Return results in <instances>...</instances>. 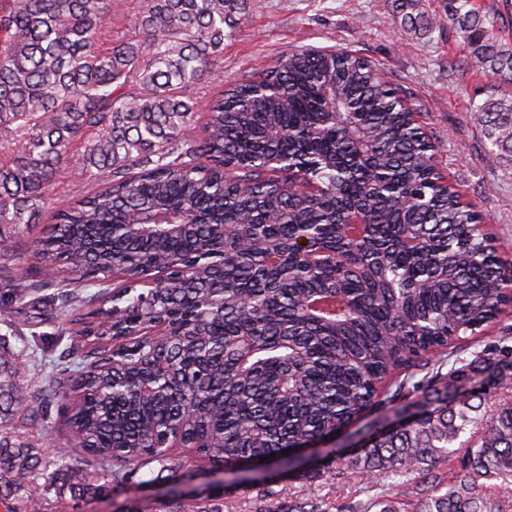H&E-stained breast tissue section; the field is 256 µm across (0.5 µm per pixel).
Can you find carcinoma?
I'll return each instance as SVG.
<instances>
[{"mask_svg": "<svg viewBox=\"0 0 512 512\" xmlns=\"http://www.w3.org/2000/svg\"><path fill=\"white\" fill-rule=\"evenodd\" d=\"M245 4L140 0L134 35L115 43L104 29L118 0H0V245L40 223L61 169L88 185L32 245L66 275L0 287L1 322L61 323L78 356L52 364L32 406L0 381L1 415L23 404L41 425L55 405L72 440L50 457L0 434V503L32 484L31 512L52 492L59 512H74L142 472L177 481L195 463H261L300 481L288 512H330L310 486L324 472L338 489L382 490L336 512H512V325L501 324L512 261L494 236L472 233L480 211L460 187L436 183L428 136L368 59L291 51L206 101L202 134H189L198 112L185 88L211 76ZM447 11L467 65L511 82L495 18L477 0H448ZM476 112L492 145L512 153V100L490 97ZM290 164L321 189L288 188ZM352 210L368 228L344 223ZM134 217L193 231L132 237L122 225ZM241 232L252 249L236 244ZM268 241L280 244L277 262ZM202 246L224 256V309L185 312L170 288L157 306L175 324L166 343L141 335L114 353L94 342L92 306L112 291L90 288L112 263L134 276L119 291L134 314L135 276ZM492 324L498 339L466 352ZM188 332L205 341L183 342ZM143 353L176 374L147 394L134 381L112 386ZM371 409L412 419L321 468L290 454ZM276 486L247 485L255 512H273ZM174 512L224 503L202 491Z\"/></svg>", "mask_w": 512, "mask_h": 512, "instance_id": "cac0c4a2", "label": "carcinoma"}]
</instances>
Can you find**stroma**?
Returning a JSON list of instances; mask_svg holds the SVG:
<instances>
[{
  "label": "stroma",
  "instance_id": "obj_1",
  "mask_svg": "<svg viewBox=\"0 0 512 512\" xmlns=\"http://www.w3.org/2000/svg\"><path fill=\"white\" fill-rule=\"evenodd\" d=\"M436 24L424 32L403 30L395 0H247L240 27L224 42L220 59L205 86L187 94L220 93L268 67L297 48L331 49L363 56L379 64L385 79L397 88L420 125L438 148L440 169L476 201L496 234L500 254L512 257V156L493 154L481 129L476 105L488 97L512 98V84L484 77L461 65L466 48L449 25L446 0H428ZM41 226L24 231L13 252L0 254V280L33 276L38 263L29 252ZM69 336L40 344L37 355H20L13 379L26 400H33L46 377L39 360L59 355ZM169 484H129L83 503V512H140L171 502Z\"/></svg>",
  "mask_w": 512,
  "mask_h": 512
}]
</instances>
